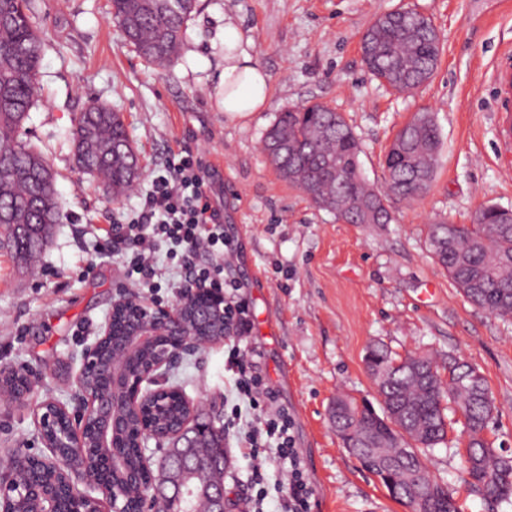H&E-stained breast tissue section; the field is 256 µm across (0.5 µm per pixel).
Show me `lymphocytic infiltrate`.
<instances>
[{
    "label": "lymphocytic infiltrate",
    "instance_id": "lymphocytic-infiltrate-1",
    "mask_svg": "<svg viewBox=\"0 0 512 512\" xmlns=\"http://www.w3.org/2000/svg\"><path fill=\"white\" fill-rule=\"evenodd\" d=\"M208 178V169L200 160L183 157L154 179L143 214L128 218L117 227L119 238L137 249L130 277L135 285L157 287L161 272L155 254L158 246L165 243L178 264L175 288L203 285L225 291L226 327L232 343L228 362L236 373V390L252 410L243 440L251 452H263L264 463L288 462L281 512H308L313 489L289 433L292 418L266 379L259 348H240L250 339L249 306L237 296L238 283L224 277V267L233 260L234 250L224 237L223 225L214 219ZM202 252L217 255V262L198 266L195 259Z\"/></svg>",
    "mask_w": 512,
    "mask_h": 512
}]
</instances>
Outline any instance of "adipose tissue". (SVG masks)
I'll use <instances>...</instances> for the list:
<instances>
[{
	"instance_id": "ef3b65f1",
	"label": "adipose tissue",
	"mask_w": 512,
	"mask_h": 512,
	"mask_svg": "<svg viewBox=\"0 0 512 512\" xmlns=\"http://www.w3.org/2000/svg\"><path fill=\"white\" fill-rule=\"evenodd\" d=\"M224 114L236 120L260 111L270 98V77L243 47L232 21L224 23Z\"/></svg>"
}]
</instances>
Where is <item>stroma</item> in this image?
I'll list each match as a JSON object with an SVG mask.
<instances>
[{
  "label": "stroma",
  "instance_id": "obj_1",
  "mask_svg": "<svg viewBox=\"0 0 512 512\" xmlns=\"http://www.w3.org/2000/svg\"><path fill=\"white\" fill-rule=\"evenodd\" d=\"M45 34L41 92L25 124L56 174L58 217L34 269L0 248V369L37 370V394L64 404L78 392L81 352L105 325L118 287L129 286V250L107 253L115 219L138 214L172 154L211 164V198L238 256L252 314L251 341L287 406L291 434L313 487L310 512H408L343 448L329 421L337 395L378 402L364 357L374 344L441 360L456 355L486 378L496 413L487 438L512 455V318L469 303L433 259L431 224H471L481 207L512 209V136L497 80L512 64V0H198L181 57L161 71L143 60L111 17L110 0H32ZM411 8L439 31L429 82L396 92L374 78L360 49L382 14ZM232 19L271 77L264 111L224 116V21ZM122 113L141 162L133 191L112 198L73 161L75 118L90 99ZM317 102L340 112L362 152L361 170L384 190V157L396 132L430 112L440 146L429 191L388 201L387 224H349L282 180L262 151L279 112ZM224 344L180 362L184 394L216 425L250 409L235 388ZM230 512L265 491L278 512L283 467H258L237 434L226 436ZM41 455L31 410L0 399V472L12 450ZM463 420L454 417L428 466L460 512H488L463 480Z\"/></svg>",
  "mask_w": 512,
  "mask_h": 512
}]
</instances>
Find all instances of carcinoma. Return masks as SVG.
<instances>
[{
    "mask_svg": "<svg viewBox=\"0 0 512 512\" xmlns=\"http://www.w3.org/2000/svg\"><path fill=\"white\" fill-rule=\"evenodd\" d=\"M197 0H112V18L126 41L149 63L164 69L180 54L186 23ZM43 50L40 31L30 17V0H0V213L22 233L7 238L12 257L26 265L52 234L58 195L51 167L21 130L39 94ZM440 38L430 21L411 12L405 18L379 17L364 33L363 59L368 71L398 92H412L427 82L437 67ZM74 161L83 172L100 179L119 198L138 174L137 153L124 121L110 106L91 101L73 131ZM439 147L438 128L427 112L416 113L395 135L385 156L384 192L375 190L360 168V145L344 117L320 104H302L280 113L264 138V151L275 171L298 186L316 205L336 213L349 224H387L389 198L411 202L430 189ZM340 174L333 175L331 165ZM429 249L448 278L474 305L499 317H512V219L485 207L473 224H433ZM450 356L439 363L421 354L412 366L398 363L392 352L375 347L365 359L367 372L387 371L378 390L380 403L397 416L402 431H391L367 402L355 416L333 425L336 436L351 442L353 455L365 433L393 438L402 467L418 473L419 488L429 496L430 512H458L453 496L432 475L421 456L445 442L447 405L466 417L463 470L472 492L494 506L512 501V457L500 454L486 438L494 419L490 390L482 374L468 372ZM448 372V391L439 374ZM155 417L168 426L178 424L184 406L177 397L164 403ZM138 421L123 431L126 447L115 449L117 467L112 483L128 487L143 469L134 432ZM204 433L217 456L224 452V428L207 421ZM62 479L54 468L37 467L15 480L51 492ZM206 478L186 479L180 512H197ZM43 498L17 499L13 512H46Z\"/></svg>",
    "mask_w": 512,
    "mask_h": 512,
    "instance_id": "cac0c4a2",
    "label": "carcinoma"
}]
</instances>
